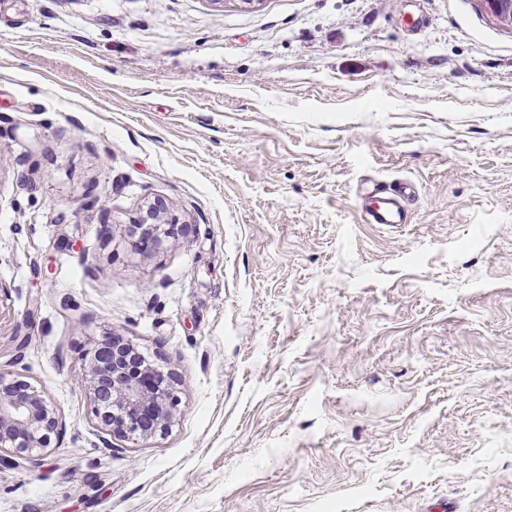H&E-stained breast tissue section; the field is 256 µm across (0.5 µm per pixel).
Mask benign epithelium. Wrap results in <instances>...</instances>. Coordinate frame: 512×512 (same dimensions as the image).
<instances>
[{"instance_id": "obj_1", "label": "benign epithelium", "mask_w": 512, "mask_h": 512, "mask_svg": "<svg viewBox=\"0 0 512 512\" xmlns=\"http://www.w3.org/2000/svg\"><path fill=\"white\" fill-rule=\"evenodd\" d=\"M483 2L500 23L512 27V0ZM132 224L139 250L176 242L187 228L161 198ZM82 360L92 413L110 436L147 440L168 431L181 383L175 369L152 366L130 340L112 331L90 340ZM61 431L57 410L45 394L0 369V464L38 466L51 436Z\"/></svg>"}]
</instances>
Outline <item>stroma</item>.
<instances>
[{"label": "stroma", "mask_w": 512, "mask_h": 512, "mask_svg": "<svg viewBox=\"0 0 512 512\" xmlns=\"http://www.w3.org/2000/svg\"><path fill=\"white\" fill-rule=\"evenodd\" d=\"M401 181L406 223H369ZM156 197L198 229L133 249ZM0 284V365L63 424L0 512H512V28L0 0ZM108 330L179 373L164 435L96 422Z\"/></svg>", "instance_id": "1"}]
</instances>
